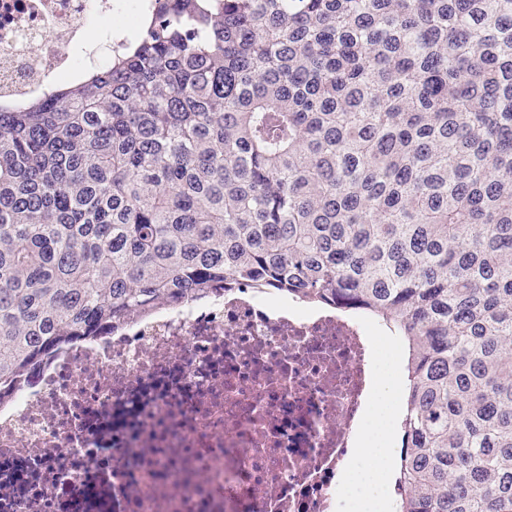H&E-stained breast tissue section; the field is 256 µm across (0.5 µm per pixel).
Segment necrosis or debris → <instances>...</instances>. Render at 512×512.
Returning <instances> with one entry per match:
<instances>
[{"mask_svg":"<svg viewBox=\"0 0 512 512\" xmlns=\"http://www.w3.org/2000/svg\"><path fill=\"white\" fill-rule=\"evenodd\" d=\"M116 0H0V103L100 65ZM378 326L239 284L59 351L0 400V512H336Z\"/></svg>","mask_w":512,"mask_h":512,"instance_id":"4bbe7bcc","label":"necrosis or debris"}]
</instances>
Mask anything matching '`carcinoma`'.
<instances>
[{
  "label": "carcinoma",
  "instance_id": "cac0c4a2",
  "mask_svg": "<svg viewBox=\"0 0 512 512\" xmlns=\"http://www.w3.org/2000/svg\"><path fill=\"white\" fill-rule=\"evenodd\" d=\"M240 282L403 338L395 512H512V0H143L0 106V399Z\"/></svg>",
  "mask_w": 512,
  "mask_h": 512
}]
</instances>
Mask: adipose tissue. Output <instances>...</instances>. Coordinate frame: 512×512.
<instances>
[{
  "mask_svg": "<svg viewBox=\"0 0 512 512\" xmlns=\"http://www.w3.org/2000/svg\"><path fill=\"white\" fill-rule=\"evenodd\" d=\"M401 397L400 387L389 374H382L353 436L357 451L348 464V479L341 487L354 512H385L389 506Z\"/></svg>",
  "mask_w": 512,
  "mask_h": 512,
  "instance_id": "ef3b65f1",
  "label": "adipose tissue"
}]
</instances>
